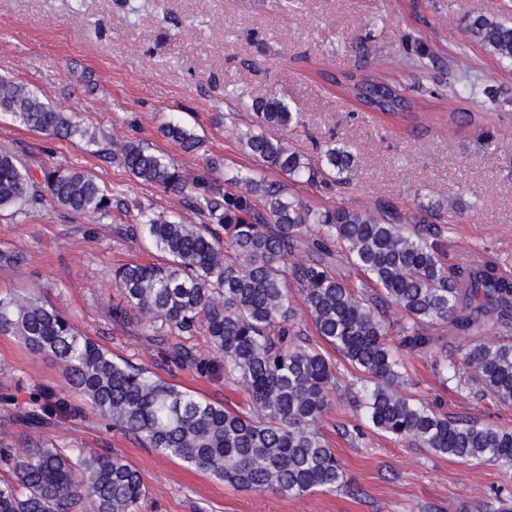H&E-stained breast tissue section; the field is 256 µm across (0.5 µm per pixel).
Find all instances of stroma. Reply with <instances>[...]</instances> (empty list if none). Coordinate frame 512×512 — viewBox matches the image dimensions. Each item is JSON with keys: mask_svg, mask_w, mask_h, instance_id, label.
<instances>
[{"mask_svg": "<svg viewBox=\"0 0 512 512\" xmlns=\"http://www.w3.org/2000/svg\"><path fill=\"white\" fill-rule=\"evenodd\" d=\"M512 19V0H150L130 10L122 0H0V76L15 79L42 101L64 107L80 127L114 140L144 139L190 176L208 159L220 173L261 172L241 138L258 96L283 99L296 112L292 132L271 129L309 159L328 141L356 155L350 184L338 190L290 185L286 192L314 208L360 207L388 199L408 215L428 206L448 213L449 264L478 251L512 266V70L471 42L475 14ZM467 54L476 95L450 93L445 75L419 59L452 63ZM350 69L395 78L414 115L393 118L364 111L322 80ZM180 116L204 138L186 154L158 131L164 113ZM17 151L33 173L51 164L91 170L128 208L178 209V199L131 181L118 163L93 154L81 138L53 140L0 115V149ZM115 219H90L47 208L26 219L0 218V248L19 253L0 267V296L46 297L71 315L84 336L113 356L150 368L203 399L236 405L241 385L167 361L155 337L139 325L113 327L120 293L112 271L127 262L163 261L144 242L115 235ZM437 346L416 357L402 389L451 416L512 428V406L481 398L437 375L447 352L466 337L433 330ZM66 395L80 417L56 416L46 437L63 448L110 449L136 468L147 487L141 512H493L512 500V475L478 461H458L409 448L371 430L347 433L348 403L333 408L322 431L346 473L332 493L283 496L241 491L182 461L113 432L68 392L60 369L0 335V445L25 446L13 420L31 392Z\"/></svg>", "mask_w": 512, "mask_h": 512, "instance_id": "1", "label": "stroma"}]
</instances>
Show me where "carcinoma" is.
<instances>
[{
  "label": "carcinoma",
  "mask_w": 512,
  "mask_h": 512,
  "mask_svg": "<svg viewBox=\"0 0 512 512\" xmlns=\"http://www.w3.org/2000/svg\"><path fill=\"white\" fill-rule=\"evenodd\" d=\"M471 38L512 69V22L471 17ZM449 86L476 89L469 66L456 60ZM366 109L405 118L410 101L396 83L351 72L331 75ZM256 128L245 134L247 153L293 183H350L355 154L326 147L312 164L270 127L300 125L275 96L254 98ZM0 112L32 131L58 139L96 135L69 113L42 101L23 84L0 78ZM159 132L186 152L204 140L174 115ZM136 182L176 197L203 218L194 224L171 214L140 212L120 223L117 237L144 238L165 262L124 264L112 272L122 297L112 324L137 322L167 343L164 354L201 374L224 370L244 386L248 408L232 410L179 389L149 369L81 334L58 306L29 294L0 297V334L15 336L31 352L51 358L68 388L101 419L131 439L180 459L232 486L303 496L333 492L345 471L321 431L324 416L346 391L320 343L330 346L361 383L355 411L383 436L462 461L489 462L512 473V429L450 416L401 392L407 359L430 351V329L450 325L470 337L450 359L452 378L479 397L512 404V275L490 260L448 266L447 217L438 209L408 219L397 205L377 199L365 207L312 208L285 197L281 180L233 175L217 183L216 162L192 179L150 143L125 140L105 149ZM50 205L89 217L112 213V194L90 171L51 165L38 179L14 152L0 150V214L28 217ZM303 253L307 260L295 262ZM363 280L347 278L344 269ZM300 298L306 314L294 306ZM401 321H390L391 309ZM493 342L473 339L485 326ZM201 333L210 355L181 342ZM59 412H73L59 394H30L19 421L37 440L19 451L0 446V512H140L147 489L139 472L112 451L59 448L41 427Z\"/></svg>",
  "instance_id": "cac0c4a2"
}]
</instances>
